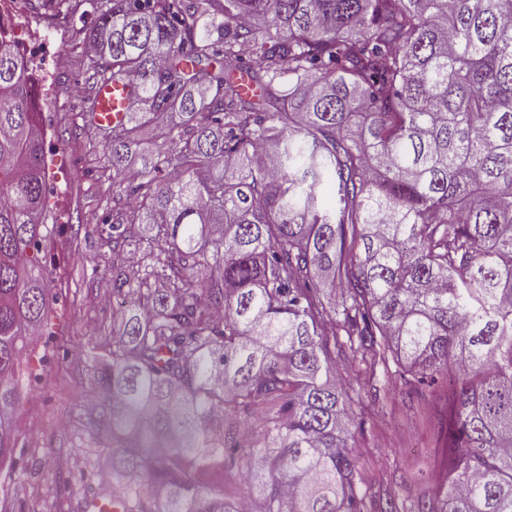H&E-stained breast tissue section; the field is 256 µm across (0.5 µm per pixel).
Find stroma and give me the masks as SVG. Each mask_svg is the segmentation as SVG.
<instances>
[{
  "instance_id": "stroma-1",
  "label": "stroma",
  "mask_w": 512,
  "mask_h": 512,
  "mask_svg": "<svg viewBox=\"0 0 512 512\" xmlns=\"http://www.w3.org/2000/svg\"><path fill=\"white\" fill-rule=\"evenodd\" d=\"M26 23L41 15L62 24L61 47L44 65L62 94L52 117L56 167L64 178L59 195L48 196L47 213L65 209L71 224L112 213V173L104 139L89 117L96 84L84 31L95 13L87 0H34ZM58 284L52 333L40 336L30 358V380L21 382L13 418L15 466L0 477V512H78L84 497L99 495L85 449L81 409L91 395L90 360L112 329L118 300L102 279L104 257L95 237L63 232L45 251ZM439 386L407 394L394 384L383 403L362 397L352 406L351 444L365 485L381 496L414 499L434 492L446 473L445 444L437 437L445 412Z\"/></svg>"
}]
</instances>
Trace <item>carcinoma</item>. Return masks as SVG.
Segmentation results:
<instances>
[{"label": "carcinoma", "mask_w": 512, "mask_h": 512, "mask_svg": "<svg viewBox=\"0 0 512 512\" xmlns=\"http://www.w3.org/2000/svg\"><path fill=\"white\" fill-rule=\"evenodd\" d=\"M106 3L96 73L144 108L107 136L128 202L95 233L121 310L83 418L121 512H512V0ZM147 128L169 147L126 176ZM46 189L0 37V467L56 300ZM338 357L374 399L394 371H453L435 495L364 487ZM213 467L242 486L202 491Z\"/></svg>", "instance_id": "cac0c4a2"}]
</instances>
